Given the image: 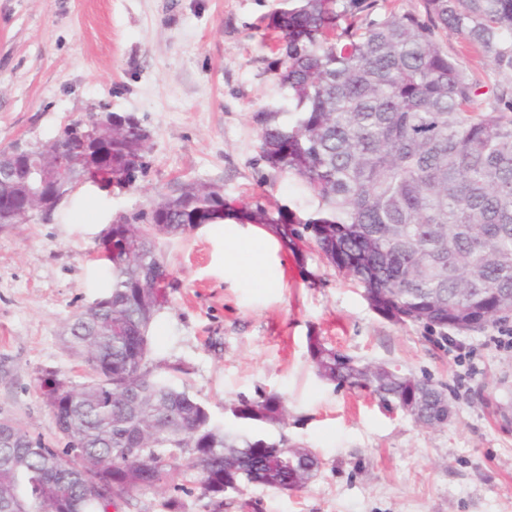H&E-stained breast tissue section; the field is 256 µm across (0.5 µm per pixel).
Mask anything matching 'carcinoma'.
<instances>
[{"label": "carcinoma", "mask_w": 512, "mask_h": 512, "mask_svg": "<svg viewBox=\"0 0 512 512\" xmlns=\"http://www.w3.org/2000/svg\"><path fill=\"white\" fill-rule=\"evenodd\" d=\"M425 17L376 12L378 0H288L268 24L280 55V84L294 104L284 124L278 109L259 114L260 150L274 168L297 175L319 200L301 220L289 212L232 207L205 183L183 185L150 211L123 215L100 237L108 292L75 315L70 347L88 367L72 385L52 370L39 378L43 399L66 445L59 452L17 423L0 443V512H110L133 491H186L175 473L192 472L200 496L212 499L230 482L244 488L300 490L317 474L311 451L270 469L288 443L215 424L207 408L158 372L150 328L167 303L170 271L158 251L211 221L266 224L285 247L313 245L351 277L396 322L433 330L486 328L505 321L512 299V0H422ZM453 31L484 49L503 82L481 93L439 36ZM483 106L477 107L478 97ZM73 120L55 135L73 151L83 142ZM132 114L112 113L106 161L87 178L120 191L148 169L149 140ZM139 163L129 166L131 160ZM24 174L0 161V201L21 202ZM114 245L112 252L109 245ZM317 374L340 387L363 389L389 404L415 394L419 423L431 426L443 390L428 379L414 386L375 377L367 365L309 344ZM237 419L284 422L275 394L242 399ZM138 448L134 455L128 448ZM112 489L88 496L90 481Z\"/></svg>", "instance_id": "1"}]
</instances>
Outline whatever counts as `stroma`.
Returning <instances> with one entry per match:
<instances>
[{"mask_svg": "<svg viewBox=\"0 0 512 512\" xmlns=\"http://www.w3.org/2000/svg\"><path fill=\"white\" fill-rule=\"evenodd\" d=\"M287 0H0V150L51 139L102 109L138 117L150 168L135 187L76 188L50 220L0 226V418L51 447L64 443L39 390L43 370L74 384L72 316L103 291L99 231L183 184H216L238 207L286 208L307 218L317 201L296 175L260 155L259 112L289 110L263 20ZM440 47L485 84L484 51L455 33ZM224 227L207 224L160 247L174 280L151 327L155 360L213 421L308 448L322 460L300 490L250 485L204 501L137 491L118 512H512V346L502 327L448 331L400 325L363 288L302 247L269 249L264 277L231 278ZM317 336L367 363L442 386L455 414L426 428L368 391L321 380ZM279 395L284 426L235 418L240 399Z\"/></svg>", "mask_w": 512, "mask_h": 512, "instance_id": "obj_1", "label": "stroma"}]
</instances>
